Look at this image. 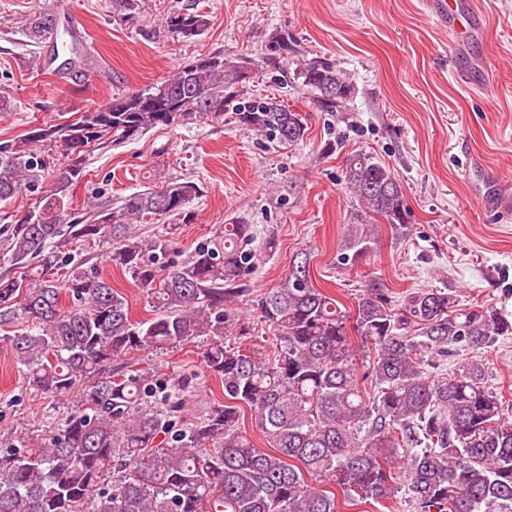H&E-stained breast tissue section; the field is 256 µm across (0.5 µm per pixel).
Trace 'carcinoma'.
<instances>
[{
  "instance_id": "cac0c4a2",
  "label": "carcinoma",
  "mask_w": 512,
  "mask_h": 512,
  "mask_svg": "<svg viewBox=\"0 0 512 512\" xmlns=\"http://www.w3.org/2000/svg\"><path fill=\"white\" fill-rule=\"evenodd\" d=\"M208 26L191 8L166 17L168 33L185 41ZM26 30L38 42L68 33L48 13L29 16ZM253 67L249 58L214 53L72 123L0 143V202L22 190L37 196L0 239V258L24 268L0 277V330L43 394L92 379L80 409L48 444L0 443V512H339L330 485L358 502L402 492L417 512H509L512 419L502 394L486 386L478 360L449 378L438 373L451 347L482 350L511 336L501 310L462 309L446 288L414 291L394 305L378 279L368 280L348 310L315 287L300 252L278 287L254 304L275 341L269 357L244 346L250 320L229 303L248 292L244 278L273 237L262 247L255 225L235 221L182 264L159 262L163 246L153 240L126 239L130 225L153 215L188 217L203 192L199 182L146 186L116 208L91 204V214L61 238L91 146L120 145L228 109L272 142L302 143L307 125L299 113L275 97L241 95ZM296 76L324 112H340L350 100L347 74L331 61L305 60ZM328 86L337 95L323 97ZM54 144L63 149L64 169L48 184L55 158L46 147ZM343 172L360 210L337 262L352 266L373 249L377 219L403 229L408 207L398 178L371 154L347 155ZM104 237L119 242L107 262L150 291L155 317L132 320L110 281L87 275L62 253L73 240ZM64 267L69 308L59 305ZM198 338L207 342L204 363L223 383L224 403L191 419L184 415L190 380L151 384L142 373L112 371V361L135 351ZM359 356L368 361L361 376ZM243 407L269 449L256 447L241 426Z\"/></svg>"
}]
</instances>
